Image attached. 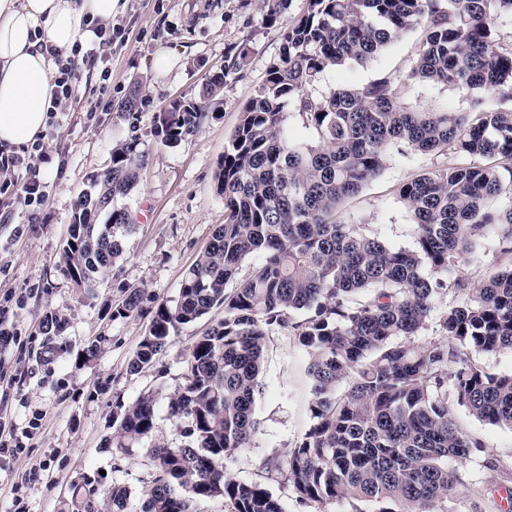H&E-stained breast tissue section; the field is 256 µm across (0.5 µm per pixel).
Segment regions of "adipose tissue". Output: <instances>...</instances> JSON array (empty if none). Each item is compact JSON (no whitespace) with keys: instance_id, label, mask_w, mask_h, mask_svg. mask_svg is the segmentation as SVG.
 I'll return each mask as SVG.
<instances>
[{"instance_id":"adipose-tissue-1","label":"adipose tissue","mask_w":512,"mask_h":512,"mask_svg":"<svg viewBox=\"0 0 512 512\" xmlns=\"http://www.w3.org/2000/svg\"><path fill=\"white\" fill-rule=\"evenodd\" d=\"M125 0H0V145L22 147L44 130L56 68L90 19L108 20Z\"/></svg>"}]
</instances>
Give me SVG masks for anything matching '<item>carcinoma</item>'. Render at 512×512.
I'll return each mask as SVG.
<instances>
[{"mask_svg": "<svg viewBox=\"0 0 512 512\" xmlns=\"http://www.w3.org/2000/svg\"><path fill=\"white\" fill-rule=\"evenodd\" d=\"M287 2L265 0L262 23H276ZM501 13L512 14V0H307L218 165L224 223L189 268L175 304L156 309L129 362L134 372L150 366L180 326L224 308V319L189 347L183 384L168 397L184 444L149 449L154 473L140 508L128 487L114 483L103 493L104 512H197L198 502L216 499L224 512H283L270 489L280 481L300 504L445 512L468 489L448 461L476 456L483 445L459 430L448 403L512 430V374L478 362L512 353V263L440 313V338H417L450 288L448 273L485 231L497 229L502 251L512 254V206L490 207L512 186L504 182L512 178V110L485 98L512 100V42L502 43L492 25ZM417 27L424 35L408 78L472 95V111L405 109L386 79L320 99L306 93L326 68L366 62ZM224 78L211 76L198 98L176 100L155 117L163 145L199 131ZM289 102L316 143L289 137ZM397 143L472 159L401 184L416 229L412 249L392 248L367 225L337 218ZM144 163L137 141L117 145L77 200L58 260L77 287H95L122 257L135 219L116 201L135 189ZM255 253L264 261L239 279L241 263ZM140 311L133 290L112 318ZM275 328L291 331L302 351L311 423L291 448L263 460L259 479L240 481L224 462L252 447L258 432L260 373ZM65 329L64 317H46L45 335ZM116 407L112 443L127 454L153 433L156 400L145 393Z\"/></svg>", "mask_w": 512, "mask_h": 512, "instance_id": "cac0c4a2", "label": "carcinoma"}]
</instances>
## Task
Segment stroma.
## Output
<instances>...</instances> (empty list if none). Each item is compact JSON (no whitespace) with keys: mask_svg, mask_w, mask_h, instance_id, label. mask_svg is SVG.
I'll use <instances>...</instances> for the list:
<instances>
[{"mask_svg":"<svg viewBox=\"0 0 512 512\" xmlns=\"http://www.w3.org/2000/svg\"><path fill=\"white\" fill-rule=\"evenodd\" d=\"M306 0H291L279 21L263 24L262 0H126L118 19L125 43L113 48L107 110L87 120L85 98L60 115L45 164L48 198L41 208L0 195V309L17 332L0 352V437L21 447L19 457L0 465V512H74L77 489L105 490L122 483L140 499L153 479L149 447L172 448L183 439L166 412L167 399L183 383V360L193 341L223 318L215 309L181 326L155 364L133 373L128 364L149 332L155 309L177 299L184 275L224 221V200L216 192L215 173L241 113L278 61L284 35ZM421 29L390 44L374 59L348 62L320 74L308 93L319 98L341 87H362L388 79L399 104L424 112H468L472 100L451 87L409 80L420 49ZM166 57L159 71L156 60ZM225 72L224 86L211 104V117L195 135L167 147L154 133L159 112L176 99L196 97L214 73ZM142 86L139 120L122 110L133 83ZM137 140L146 156L138 186L122 198L136 218V229L122 240L123 255L97 288H75L57 265L68 237L74 205L92 176L110 164L113 148ZM447 156L410 152L393 145L386 166L342 206L344 216L369 225L387 244L411 248L414 223L397 188L409 176L446 165ZM495 235L478 240L452 278L479 288L491 273L511 260ZM141 293V312L113 319L112 309L125 290ZM65 317L63 335L44 336L46 315ZM94 358H85L90 345ZM293 336L272 331L260 376L254 445L237 451L225 466L241 481L257 479L271 449L287 450L310 425L308 392ZM156 398L153 434L130 454H116V403L131 404L144 393ZM460 430L478 439L484 453L449 461L471 485L449 502L448 512H498L501 493L512 488V430L487 425L453 408Z\"/></svg>","mask_w":512,"mask_h":512,"instance_id":"stroma-1","label":"stroma"}]
</instances>
